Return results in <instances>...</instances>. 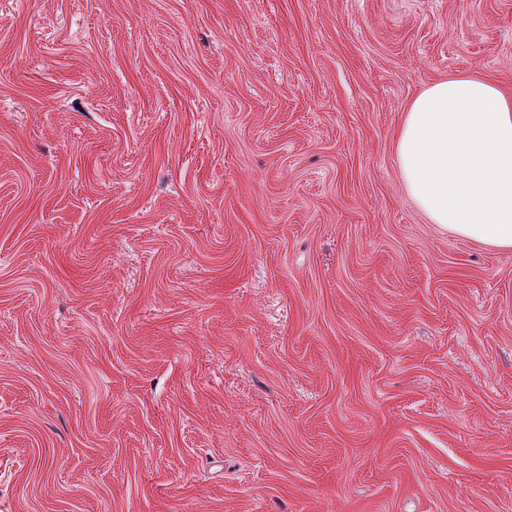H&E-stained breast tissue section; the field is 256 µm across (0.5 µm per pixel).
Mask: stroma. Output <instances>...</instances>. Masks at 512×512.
I'll list each match as a JSON object with an SVG mask.
<instances>
[{
    "instance_id": "obj_1",
    "label": "stroma",
    "mask_w": 512,
    "mask_h": 512,
    "mask_svg": "<svg viewBox=\"0 0 512 512\" xmlns=\"http://www.w3.org/2000/svg\"><path fill=\"white\" fill-rule=\"evenodd\" d=\"M512 0H0V512H512V249L395 137Z\"/></svg>"
}]
</instances>
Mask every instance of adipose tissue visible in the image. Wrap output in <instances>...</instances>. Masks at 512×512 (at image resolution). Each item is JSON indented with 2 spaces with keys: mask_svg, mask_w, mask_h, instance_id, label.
<instances>
[{
  "mask_svg": "<svg viewBox=\"0 0 512 512\" xmlns=\"http://www.w3.org/2000/svg\"><path fill=\"white\" fill-rule=\"evenodd\" d=\"M405 188L431 223L512 248V97L476 74L435 82L408 105L396 138Z\"/></svg>",
  "mask_w": 512,
  "mask_h": 512,
  "instance_id": "adipose-tissue-1",
  "label": "adipose tissue"
}]
</instances>
